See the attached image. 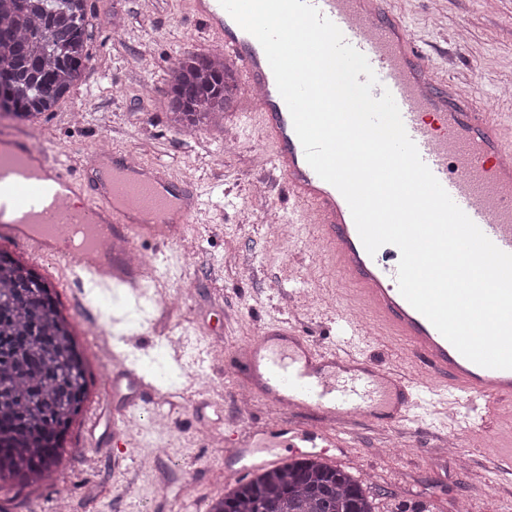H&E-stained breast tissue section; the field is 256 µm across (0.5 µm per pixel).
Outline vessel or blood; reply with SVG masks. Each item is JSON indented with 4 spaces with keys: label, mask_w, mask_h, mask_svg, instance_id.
Masks as SVG:
<instances>
[{
    "label": "vessel or blood",
    "mask_w": 512,
    "mask_h": 512,
    "mask_svg": "<svg viewBox=\"0 0 512 512\" xmlns=\"http://www.w3.org/2000/svg\"><path fill=\"white\" fill-rule=\"evenodd\" d=\"M309 2L366 56L378 78L373 97L391 92L422 161L453 201L498 248L512 253V122L492 103L476 102L453 78L440 77L390 0ZM191 11L219 50L237 59L240 83L258 91L249 112L270 149V175L287 188L294 206L289 222L315 228L321 259L355 285L358 300L357 309L337 312L336 341L328 352L316 351L277 320L240 348L251 397L280 416L249 422L235 437L225 471L240 475L269 465L276 439L287 445L299 438L323 451L346 447L356 416L384 427L417 408L434 412L463 402L482 410L473 429H493L497 419L486 410L512 408V370L471 362L407 302L397 282L398 248L366 252L345 198L307 163L260 43L219 0H191ZM71 191L84 195L82 208L62 205ZM198 209L184 180L134 161L129 151L92 149L70 164L29 137H0V242L35 260L91 272L101 285L117 278L138 296L166 293V273L131 264L127 254L142 241L178 243ZM369 317L379 334L403 341L412 375L396 374L367 354ZM166 403V394L134 367L115 366L102 382L85 446H97L100 431L115 448L131 447L128 412L146 405L151 416H160ZM310 412L321 421L312 435L291 419Z\"/></svg>",
    "instance_id": "vessel-or-blood-1"
}]
</instances>
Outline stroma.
Here are the masks:
<instances>
[{
  "label": "stroma",
  "mask_w": 512,
  "mask_h": 512,
  "mask_svg": "<svg viewBox=\"0 0 512 512\" xmlns=\"http://www.w3.org/2000/svg\"><path fill=\"white\" fill-rule=\"evenodd\" d=\"M392 6L424 43L433 66L471 83L477 101H496L499 111L512 113V0H393ZM88 17L90 60L72 95L30 123L0 119V133L53 145L71 163L105 140L145 163L164 165L200 193L197 222L183 243L160 251L140 245L189 293L172 312L119 285L104 290L87 280L70 283L51 260L33 263L55 283L93 382L107 369L89 328L96 321L119 340L121 356L167 392L171 434L156 437L143 410L134 416L142 426L136 447L122 455L88 450L82 446L86 417L78 415L51 479L16 496L0 493V512H64L72 500L82 501L81 512H208L213 496L239 484L224 475V435L246 423L236 405L246 374L225 371V359L273 319L292 322L316 346L329 345L331 321L337 308L350 307L354 290L347 285L337 296L324 294L332 270L266 222V211L287 207L288 193L263 188L269 150L255 123L243 117L246 99L194 139H182L171 126L170 66L182 53L208 51L189 0H88ZM455 36L460 46L445 60L440 51ZM170 334L206 341L209 384L184 383L185 367L162 353ZM217 395L224 398L223 422L200 425L199 401ZM414 428L411 422L382 430L355 423L350 448L330 464L370 472L369 493L379 512L414 503L427 512H457L463 498L469 512H512V480L494 481L486 472L489 458L512 442V416L500 418L495 432L468 435L475 455L463 473L453 468L460 448L442 449L429 434L410 447Z\"/></svg>",
  "instance_id": "obj_1"
}]
</instances>
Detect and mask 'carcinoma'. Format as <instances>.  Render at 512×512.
I'll return each instance as SVG.
<instances>
[{
  "instance_id": "obj_1",
  "label": "carcinoma",
  "mask_w": 512,
  "mask_h": 512,
  "mask_svg": "<svg viewBox=\"0 0 512 512\" xmlns=\"http://www.w3.org/2000/svg\"><path fill=\"white\" fill-rule=\"evenodd\" d=\"M87 0H0V117L32 121L71 94L89 59ZM238 91L215 55L184 53L167 78L171 125L224 119ZM88 394L85 362L54 288L0 251V490L42 482ZM219 499L221 512H377L364 482L309 456L271 465Z\"/></svg>"
}]
</instances>
